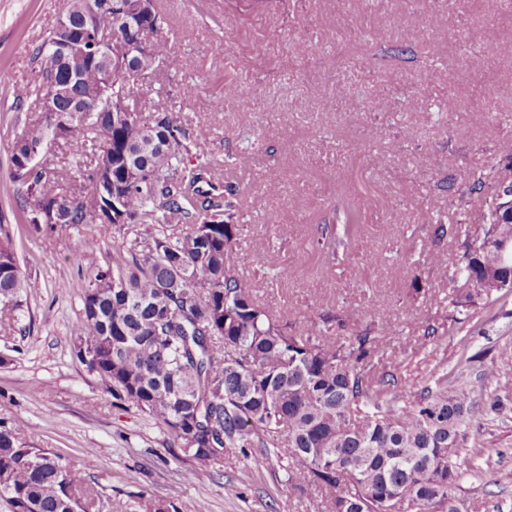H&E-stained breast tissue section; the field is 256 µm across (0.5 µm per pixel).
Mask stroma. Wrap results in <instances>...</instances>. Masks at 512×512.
I'll list each match as a JSON object with an SVG mask.
<instances>
[{
	"mask_svg": "<svg viewBox=\"0 0 512 512\" xmlns=\"http://www.w3.org/2000/svg\"><path fill=\"white\" fill-rule=\"evenodd\" d=\"M67 0H0V240L11 239L29 283L14 318H0V422L24 419L25 441L65 455L86 488L112 512H319L313 489L291 486L276 460L255 467L238 450L204 467L184 455L149 414L125 408L107 378L74 355L86 288L131 236L85 224L35 229L11 175V144L30 118L14 98L35 76L32 51ZM163 32L182 60L178 72L140 83L141 118L169 112L207 153L224 159L258 141L240 176L238 269L269 312L290 307L302 321L326 311H366L378 299L391 325L384 365L412 402L465 357L486 349L490 393L502 408L477 405L455 461L461 512H512V294L461 314L444 335L421 328L448 311L452 293L442 251L463 238L433 235L432 214L457 224L475 212L470 173L512 163V6L506 0H161ZM458 38L449 41V27ZM192 31L184 40L182 31ZM310 45L294 51L296 39ZM404 47L402 55L390 46ZM240 104L222 101L225 76ZM488 112L472 106L476 94ZM412 127L403 138V127ZM363 212L357 264L326 259L315 227L340 198ZM95 238L88 251L84 242ZM378 254V263L366 258ZM193 479H186L187 471Z\"/></svg>",
	"mask_w": 512,
	"mask_h": 512,
	"instance_id": "35a3bbf8",
	"label": "stroma"
}]
</instances>
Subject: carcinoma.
Wrapping results in <instances>:
<instances>
[{"instance_id": "obj_1", "label": "carcinoma", "mask_w": 512, "mask_h": 512, "mask_svg": "<svg viewBox=\"0 0 512 512\" xmlns=\"http://www.w3.org/2000/svg\"><path fill=\"white\" fill-rule=\"evenodd\" d=\"M133 21L165 23L157 0H147V12ZM54 40L51 30L35 47L36 78L17 103L40 106L57 84H73L77 95L100 89L98 67L51 53ZM179 66L160 31L138 62L148 78ZM70 104H57L67 125L44 116L27 126L11 164L44 154L61 137L71 159L46 161L21 184L27 222L112 225L143 236L112 258V271L91 280L73 342L76 357H91L110 380L112 396L155 417L201 464L221 462L226 448L257 466L276 458L289 484L325 492L326 512H457L452 491L461 474L453 454L469 412L483 400L495 408L500 397L443 377L413 404L401 403L394 375L374 373L386 330L375 300L366 324L344 310L324 313L313 328L291 310L269 314L233 251L241 159L212 163L167 112L143 122L124 62L112 63V89L100 111L71 112ZM468 194L478 202L475 222L434 227L440 238L463 232L473 239L452 261V281L473 288L448 300L450 323L512 290L497 245L500 233H509L498 223L497 188L475 173ZM91 195L96 207L87 210L79 198ZM178 224L187 231L175 232ZM361 224L360 208L344 201L331 223L318 226V247L348 261ZM26 288L13 247L1 243L0 308H20ZM349 325L358 330L336 343V330ZM24 429L20 420L0 424V497L17 512H112L110 500H82L80 471L61 454L29 446Z\"/></svg>"}]
</instances>
